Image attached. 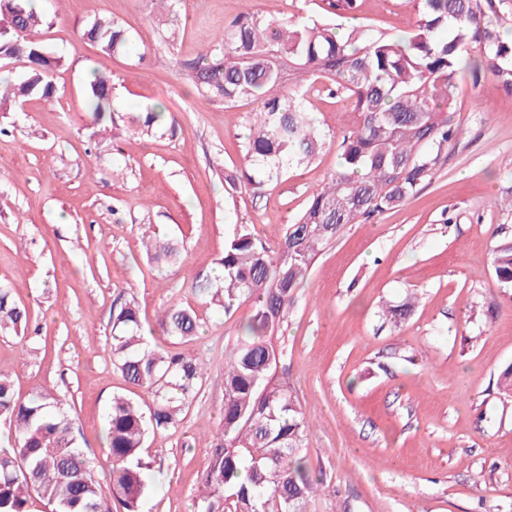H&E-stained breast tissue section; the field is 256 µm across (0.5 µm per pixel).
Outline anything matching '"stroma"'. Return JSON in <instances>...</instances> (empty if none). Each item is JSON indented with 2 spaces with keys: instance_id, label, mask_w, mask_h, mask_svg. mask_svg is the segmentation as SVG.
Returning <instances> with one entry per match:
<instances>
[{
  "instance_id": "35a3bbf8",
  "label": "stroma",
  "mask_w": 512,
  "mask_h": 512,
  "mask_svg": "<svg viewBox=\"0 0 512 512\" xmlns=\"http://www.w3.org/2000/svg\"><path fill=\"white\" fill-rule=\"evenodd\" d=\"M54 24L38 31L60 59L52 100L33 94L0 105V281L29 312L26 342L0 333V370L16 396L53 390L101 483L111 462L104 441L116 395L146 401L112 364V308L138 304L151 343L170 348L159 323L174 303L195 307L197 336L184 343L207 367L199 399L176 428L149 435L155 466L142 512H196L201 474L221 427L224 352L252 313L200 304L194 277L224 250L226 225L247 224L277 243L338 165L328 147L257 194L227 192L221 167L243 162L256 104L205 100L185 62L233 19L275 11L322 20V0H181L175 24L152 0H40ZM99 18L120 23L132 50L112 55L84 40ZM417 20L406 0H360L356 25L403 35ZM112 80L110 122L93 126L88 86ZM455 99L460 127L430 180L397 208L347 225L315 261L281 336L287 380L311 424L306 462L319 485L311 512H512V397L497 376L512 364V288L491 264L512 212V92L489 70L463 72ZM163 104L173 119L146 136L134 113ZM317 128L336 136L356 119L346 97L321 83L307 93ZM183 244L165 270L142 241ZM415 291L399 327L386 305Z\"/></svg>"
}]
</instances>
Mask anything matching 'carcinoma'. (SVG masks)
I'll list each match as a JSON object with an SVG mask.
<instances>
[{
	"label": "carcinoma",
	"instance_id": "1",
	"mask_svg": "<svg viewBox=\"0 0 512 512\" xmlns=\"http://www.w3.org/2000/svg\"><path fill=\"white\" fill-rule=\"evenodd\" d=\"M418 20L405 36H374L361 27L284 21L271 14L243 16L224 27L219 55L205 53L188 65L200 96L234 103L250 95L257 119L244 142L245 164L224 172L233 190L261 192L288 172L309 164L327 143L305 107L307 88L321 79L329 92L350 100L355 126L339 137V168L308 200L305 209L272 246L249 225L232 224L214 271L201 273L191 291L224 313L250 300L253 311L244 335L224 357L223 425L202 473L205 496L197 512H306L318 490L303 452L309 434L295 391L275 379L287 351L279 332L294 304L295 290L317 257L348 224H363L392 210L428 181L448 144L458 134L455 85L459 73L478 78L480 66L463 63V52L477 44L500 83L512 89V43L503 32L512 17L496 0H409ZM327 12L355 18L359 0H326ZM17 15L16 27L0 33V56H23L26 78L0 91V102L33 93L50 98L49 59L32 35L53 25L30 0H0V17ZM83 36L105 53H124L131 43L117 22L98 19ZM112 83L96 75L89 83L93 124L109 115ZM167 119L159 105L132 119L135 131L149 135ZM492 268L502 288H512V233L500 228ZM157 268L180 259L178 245L160 237L143 242ZM418 304L408 292L383 311L393 325ZM28 311L0 282V331L27 326ZM165 335L180 341L198 334L200 319L189 305H171L160 316ZM109 352L134 389L150 394L146 408L131 397H112L105 443L112 480L104 490L72 434V420L49 391L28 401L16 398L0 370V420L11 431L0 448V512H28L31 494L54 505V512H140L152 463L142 457L149 433L168 431L184 419L203 386V367L180 351L157 350L142 334L139 309L131 300L112 314Z\"/></svg>",
	"mask_w": 512,
	"mask_h": 512
}]
</instances>
